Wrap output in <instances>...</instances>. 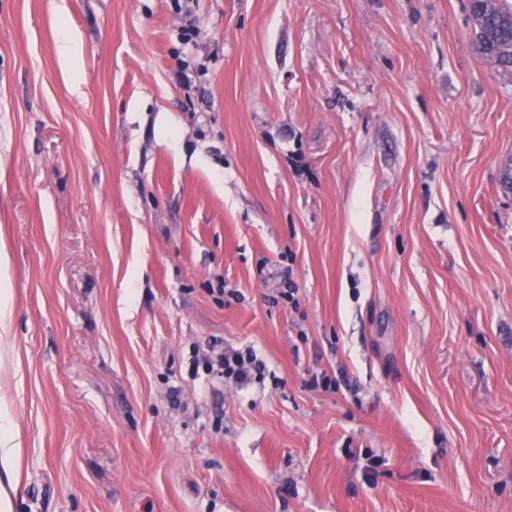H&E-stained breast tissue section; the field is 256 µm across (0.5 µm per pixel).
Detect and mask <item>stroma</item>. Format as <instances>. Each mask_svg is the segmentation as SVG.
<instances>
[{
	"label": "stroma",
	"instance_id": "1",
	"mask_svg": "<svg viewBox=\"0 0 512 512\" xmlns=\"http://www.w3.org/2000/svg\"><path fill=\"white\" fill-rule=\"evenodd\" d=\"M468 5L194 0L185 42L175 0H0L12 512H512V73ZM204 367L210 373L224 374V378L243 385L251 381L257 368V357L250 349L232 350L205 359Z\"/></svg>",
	"mask_w": 512,
	"mask_h": 512
}]
</instances>
